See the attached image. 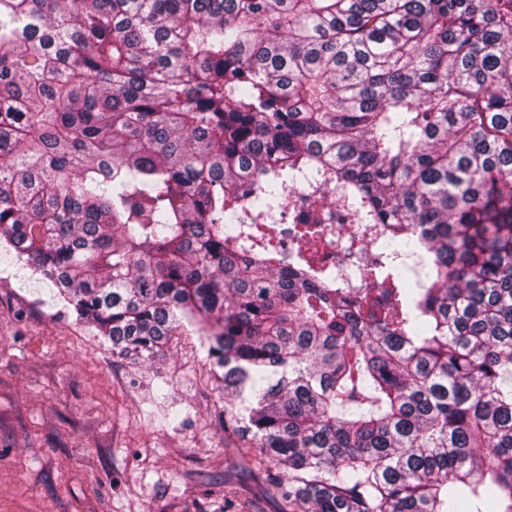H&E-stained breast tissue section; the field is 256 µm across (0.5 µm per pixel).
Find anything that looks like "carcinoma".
<instances>
[{"label":"carcinoma","instance_id":"cac0c4a2","mask_svg":"<svg viewBox=\"0 0 512 512\" xmlns=\"http://www.w3.org/2000/svg\"><path fill=\"white\" fill-rule=\"evenodd\" d=\"M298 180L393 225L373 291L236 234ZM0 253L201 336L288 512H512V0H0Z\"/></svg>","mask_w":512,"mask_h":512}]
</instances>
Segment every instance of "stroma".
<instances>
[{
	"instance_id": "35a3bbf8",
	"label": "stroma",
	"mask_w": 512,
	"mask_h": 512,
	"mask_svg": "<svg viewBox=\"0 0 512 512\" xmlns=\"http://www.w3.org/2000/svg\"><path fill=\"white\" fill-rule=\"evenodd\" d=\"M223 408L198 337L113 356L0 260V512H282Z\"/></svg>"
}]
</instances>
